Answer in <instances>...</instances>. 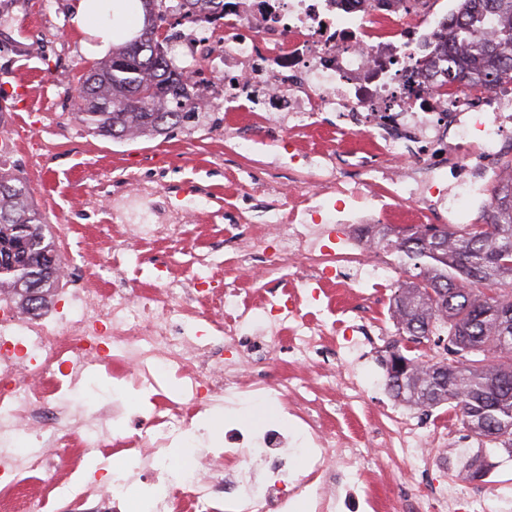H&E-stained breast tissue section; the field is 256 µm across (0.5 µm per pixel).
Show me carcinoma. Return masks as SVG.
Wrapping results in <instances>:
<instances>
[{"label": "carcinoma", "mask_w": 512, "mask_h": 512, "mask_svg": "<svg viewBox=\"0 0 512 512\" xmlns=\"http://www.w3.org/2000/svg\"><path fill=\"white\" fill-rule=\"evenodd\" d=\"M224 15V0H181ZM143 26L112 47L74 89L75 119L94 135L163 134L198 116L192 85L167 57L165 0H142ZM493 29L491 42L472 32ZM448 81L495 89L512 79V0H460L448 23ZM24 182L0 173V291L40 314L52 303L60 259ZM380 246L397 253L410 280L391 309L404 345L385 361V386L409 406L452 404L468 436L512 453V185L491 192L481 224H383ZM434 342L441 352L416 353Z\"/></svg>", "instance_id": "obj_1"}]
</instances>
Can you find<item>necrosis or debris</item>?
<instances>
[{
	"mask_svg": "<svg viewBox=\"0 0 512 512\" xmlns=\"http://www.w3.org/2000/svg\"><path fill=\"white\" fill-rule=\"evenodd\" d=\"M456 8L452 0H228L223 19H185L173 36L177 58L202 60L210 74L196 88L197 111L224 105L251 112L285 113L289 127L311 126L317 113L336 115V130L361 131L379 150L360 157L342 155L337 170L350 173L344 189L328 183L305 190L304 209L288 222L264 211L266 234L236 246L238 264L281 270L301 256L314 280L389 286L397 269L389 252L376 251L366 265H345L342 250L327 242L334 224H369L367 205H383L372 186L386 183L393 200L444 210L452 224L482 217L489 187L512 179L499 165L512 154V82L491 94L475 88L450 89L448 62L439 48ZM442 155L432 159L430 148ZM410 156L403 167L390 156ZM343 192L348 206L328 209L327 195ZM188 203L170 207L153 186L141 184L133 198L114 205L103 229L117 247L175 242L186 232ZM332 212L333 224L317 222ZM216 263L212 252L194 256L191 287L167 280L152 294L135 299L126 289L102 295L96 284L72 277L64 315L46 321L0 301V476L14 487L0 512H45L32 502L25 483L69 448L64 430L31 422L30 412L50 402L72 407L71 393L82 378L102 377L113 395L166 383L169 395L155 407L151 429L137 430L124 411L111 421L76 418L82 454L105 453L112 436L126 447L151 450L149 472L156 512H358L373 497L361 475L367 453L360 444L324 434L318 415L324 404L306 380L286 385L264 374H244L229 351L243 349L254 364L285 355L310 363L329 334L327 322L301 319L295 292L262 308L242 296L235 283L207 290ZM206 321L222 335L215 344L197 332ZM261 400L284 406L283 415L263 433L229 429L220 448L203 449L193 419L209 408L235 409ZM394 434L383 442L397 481L402 462L426 472L427 451L410 415H392ZM178 445L180 483L166 470L168 450ZM304 471L294 480L295 471ZM408 512H487L485 500L447 488L414 499Z\"/></svg>",
	"mask_w": 512,
	"mask_h": 512,
	"instance_id": "4bbe7bcc",
	"label": "necrosis or debris"
}]
</instances>
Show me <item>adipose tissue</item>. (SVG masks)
<instances>
[{"label":"adipose tissue","mask_w":512,"mask_h":512,"mask_svg":"<svg viewBox=\"0 0 512 512\" xmlns=\"http://www.w3.org/2000/svg\"><path fill=\"white\" fill-rule=\"evenodd\" d=\"M71 23L85 37L84 50L102 56L141 27V5L139 0H72Z\"/></svg>","instance_id":"1"}]
</instances>
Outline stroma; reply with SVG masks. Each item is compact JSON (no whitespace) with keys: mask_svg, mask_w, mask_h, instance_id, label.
Segmentation results:
<instances>
[{"mask_svg":"<svg viewBox=\"0 0 512 512\" xmlns=\"http://www.w3.org/2000/svg\"><path fill=\"white\" fill-rule=\"evenodd\" d=\"M68 4L69 0H15L9 13L0 15V99L8 107L0 115V127L17 144V158L9 172L26 181L62 263H72L77 251H84L86 261L78 265L79 274L111 293V274L95 263L96 258H108L112 250L111 239L102 235L100 227L112 221L113 198L132 195L138 183L148 181L156 184L169 204L181 206L193 198L199 207L180 242L128 250L123 269L126 288L139 292L173 277L186 279L184 263L191 253L213 247L221 259L214 270L216 281H236L238 287L262 300L281 292L288 284L282 273L254 274L236 268L233 250L224 243L225 225H236L238 231L250 235L254 228L249 218L256 212L271 209L278 217H287L296 202V181L332 176L337 152L371 151L372 140L358 132L339 135L324 118L309 128L291 130L268 113L227 111L220 106L162 136L119 141L92 135L74 118L71 104L79 76L95 60L82 51L72 32ZM34 44L42 45L43 57L29 56L27 48ZM250 138L266 141L268 150L243 151L242 140ZM293 150L320 153L327 163L323 169L304 166L293 179L282 178L277 162ZM293 265L295 280L290 284L305 296L301 315L340 320L345 327L355 326L363 332L390 319L393 290L372 298L364 287L344 290L330 282L310 280L304 259H294ZM396 340V329H389L350 358L340 351L342 337L328 339L324 350L335 355L339 370L369 367L377 373L376 382L364 401L353 405L331 388L318 390L325 401L324 430L376 446L365 473L377 497L376 512H401L404 499L426 495L429 490L427 483L413 484L407 474L395 489H387L384 482L389 458L381 443L390 424L382 412L394 398L384 383L383 361ZM420 418L423 434L456 436L441 449L433 479L462 482L467 491L492 494L512 510V454L474 440L459 443L463 430L450 405L421 413ZM479 461L492 471L495 488L471 478L469 466ZM73 468L95 484L110 483L112 478L111 470L100 469L98 459L74 455L56 461L51 475L35 480V495L48 496L51 477H63Z\"/></svg>","mask_w":512,"mask_h":512,"instance_id":"1","label":"stroma"}]
</instances>
